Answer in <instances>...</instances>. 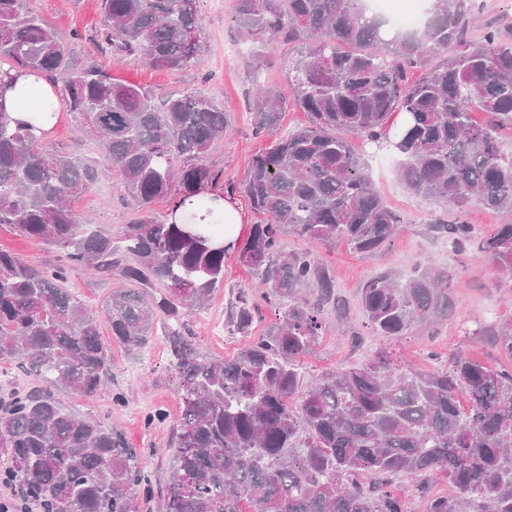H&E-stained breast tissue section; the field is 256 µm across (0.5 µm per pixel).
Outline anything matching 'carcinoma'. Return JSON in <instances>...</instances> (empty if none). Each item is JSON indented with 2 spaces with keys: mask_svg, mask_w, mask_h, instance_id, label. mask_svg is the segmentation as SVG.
Instances as JSON below:
<instances>
[{
  "mask_svg": "<svg viewBox=\"0 0 512 512\" xmlns=\"http://www.w3.org/2000/svg\"><path fill=\"white\" fill-rule=\"evenodd\" d=\"M108 25L99 40L115 54L143 53L150 66L180 69L201 52L197 0H101ZM238 35L256 48L300 49L288 93L259 85L251 108L270 131L288 101L308 123L252 157L241 185L264 216L238 252L258 287L238 294L234 331L249 334L264 306L279 322L233 359L196 349L185 315L202 310L224 282V243L212 225L222 213L198 200L220 176L205 157L227 115L202 92L155 101L95 66L76 67L51 24L0 0V92L16 77L62 82L67 111L97 153L73 159L43 143L31 124L0 108V224L30 242L64 251L34 264L0 249V361L38 379L0 398V483L14 499L0 512H150L153 482L120 432L69 410L64 397L96 396L110 377L111 348L134 351L162 324L178 375L182 412L160 512H408L409 492L425 512H512V368L492 369L462 350L435 368L397 361L387 344L448 317V267L417 266L368 280L361 306L379 347L367 362L302 389L301 356L327 328L336 300L312 249L286 252L284 234L309 244L344 240L358 253L390 246L402 218L377 189L353 140L389 147L414 195L456 210L433 228L456 254L469 251L512 273V222L491 235L466 219L475 204L512 216V150L497 129L512 128V26L484 23L473 35L475 0H435L421 29L390 35L367 20L365 0H236ZM424 67L421 80L409 70ZM475 111L491 124L472 119ZM106 164L144 210L118 236L71 206ZM189 208L185 223L159 221L160 199ZM83 267L117 273L126 287L92 308L70 288ZM321 284L312 302L300 296ZM107 326L110 341L101 336ZM512 358V319L476 323ZM442 480L449 493L433 495Z\"/></svg>",
  "mask_w": 512,
  "mask_h": 512,
  "instance_id": "obj_1",
  "label": "carcinoma"
}]
</instances>
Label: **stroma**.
Listing matches in <instances>:
<instances>
[{
  "label": "stroma",
  "mask_w": 512,
  "mask_h": 512,
  "mask_svg": "<svg viewBox=\"0 0 512 512\" xmlns=\"http://www.w3.org/2000/svg\"><path fill=\"white\" fill-rule=\"evenodd\" d=\"M27 8L44 17L67 49L73 64H98L113 78L142 86L155 97L175 90L201 91L227 112L229 126L207 158L224 182L242 183L253 154L265 150L271 138L258 131L257 119L249 110L255 87L250 67V49L235 32V0H198L203 18V47L188 66L163 70L150 66L143 54L117 57L111 51H98L94 37L105 26L101 0H27ZM46 144L70 156L82 158L93 153L90 140L81 137L69 112H61L58 123L45 138ZM373 183L385 202L404 219L388 250L372 255L353 252L344 243L318 245L314 253L335 285L340 309H327L329 328L315 346L302 357L305 384L323 375L365 362L374 343L365 335L359 306L360 290L373 276L390 270H406L417 263L452 265V311L432 336H410L393 342L396 358L410 365L428 367V354L448 355L465 350L471 356L497 368L512 367V358L500 354L484 340L464 335L463 329L475 321L512 315V287L499 285L500 274L494 264L473 254L453 255L447 243L431 229L441 213L434 201L413 196L399 180L397 160L387 150L368 145L359 149ZM75 209L93 223L120 232L124 224L137 218L138 211L120 188L118 174L102 169L98 181L75 202ZM257 278L239 263L236 252L224 259V282L213 292L206 310L190 314L195 342L207 357L234 358L248 338L230 334L215 335L213 320H226L235 294L251 289ZM361 333L354 341L353 333ZM178 379L170 366L169 351L163 336L137 352L112 350V375L97 396L78 395L66 399L70 408L84 416L98 418L118 429L132 447L138 448L153 476L155 490H162L170 464L172 442L165 426L146 427V415L164 408L170 420H178L180 405L176 397ZM126 397L125 404L113 402L114 394Z\"/></svg>",
  "instance_id": "1"
}]
</instances>
